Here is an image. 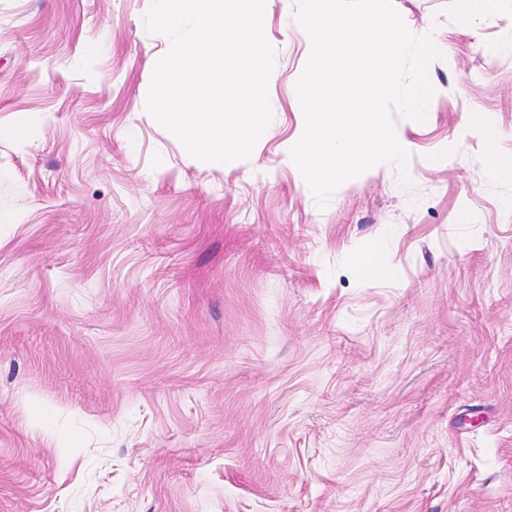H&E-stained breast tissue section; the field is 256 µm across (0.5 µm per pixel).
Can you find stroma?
<instances>
[{
    "label": "stroma",
    "mask_w": 512,
    "mask_h": 512,
    "mask_svg": "<svg viewBox=\"0 0 512 512\" xmlns=\"http://www.w3.org/2000/svg\"><path fill=\"white\" fill-rule=\"evenodd\" d=\"M392 3L442 53L394 119L408 179L322 208L297 0H266L273 119L228 164L145 111L152 0H0V512H512V178L469 121L512 156V15ZM471 123H479L482 125L483 134L486 142V155H485V168L488 175L492 177H499L506 173L512 175V165L508 167L505 166L500 159V156L497 151V143H498V132L497 130L490 124H488L482 113L476 112L472 113V116L469 117Z\"/></svg>",
    "instance_id": "stroma-1"
}]
</instances>
